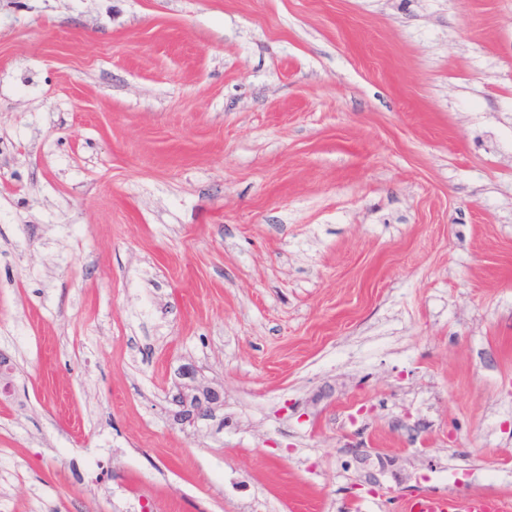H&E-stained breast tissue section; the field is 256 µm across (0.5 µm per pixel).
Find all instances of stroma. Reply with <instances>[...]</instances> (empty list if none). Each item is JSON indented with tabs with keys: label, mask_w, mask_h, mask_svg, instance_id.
Here are the masks:
<instances>
[{
	"label": "stroma",
	"mask_w": 512,
	"mask_h": 512,
	"mask_svg": "<svg viewBox=\"0 0 512 512\" xmlns=\"http://www.w3.org/2000/svg\"><path fill=\"white\" fill-rule=\"evenodd\" d=\"M0 351V512L512 507V0H0ZM198 370L195 365L187 363L177 372V392L172 396L174 421L182 426H193L199 420L206 419L214 405L222 402L221 390L213 387H200L196 384ZM403 512H502V502L484 495H470L464 499L449 494L415 496L402 504Z\"/></svg>",
	"instance_id": "1"
}]
</instances>
